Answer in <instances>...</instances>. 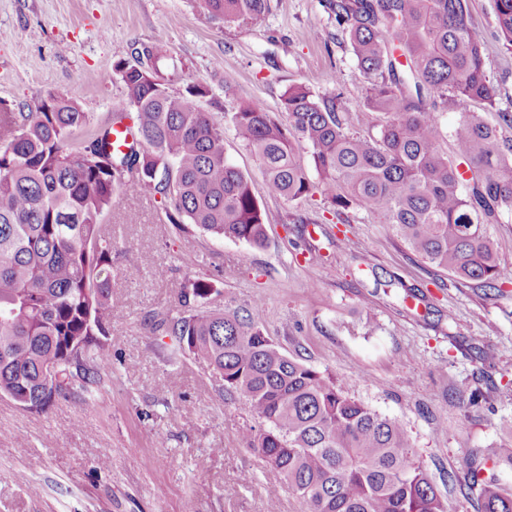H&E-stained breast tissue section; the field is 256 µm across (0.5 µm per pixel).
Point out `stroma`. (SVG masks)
<instances>
[{
    "label": "stroma",
    "instance_id": "stroma-1",
    "mask_svg": "<svg viewBox=\"0 0 512 512\" xmlns=\"http://www.w3.org/2000/svg\"><path fill=\"white\" fill-rule=\"evenodd\" d=\"M483 38L486 74L512 106V49L495 0H468ZM160 45L177 71L172 90L208 87L199 107L224 128L226 156L250 178L267 244L217 239L169 224L162 205L131 190L102 217L116 248L109 353L112 365L89 405L58 401L45 414L0 398V512H305L282 477L247 447L255 419L201 360L169 364L154 320L170 314L188 279H211V307L259 306L284 352L347 381L352 394L399 420L448 501L465 494L472 454L512 452V213L491 225L501 263L486 292L425 263L376 213L351 207L346 240L320 195L269 194L263 166L230 116L249 102L279 113L292 86L356 102L367 85L326 0H270L259 22L208 20L203 0H0V101L31 112L58 88L93 123L125 100L118 61ZM192 251L195 268L179 254ZM425 295L415 306L406 291ZM480 390L478 405L467 393Z\"/></svg>",
    "mask_w": 512,
    "mask_h": 512
}]
</instances>
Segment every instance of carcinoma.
I'll use <instances>...</instances> for the list:
<instances>
[{
	"label": "carcinoma",
	"mask_w": 512,
	"mask_h": 512,
	"mask_svg": "<svg viewBox=\"0 0 512 512\" xmlns=\"http://www.w3.org/2000/svg\"><path fill=\"white\" fill-rule=\"evenodd\" d=\"M270 0H205L226 24L257 21ZM501 38L512 48V0H495ZM368 79L363 106L385 121L374 135L348 131L341 95L320 100L288 89V123L252 105L232 113L237 138L262 161L270 192L295 200L318 192L338 222L357 205L378 213L423 261L490 290L500 277L488 225L512 211V138L477 106L512 127L487 79L482 39L468 0H328ZM117 62L126 101L91 126L71 96L55 92L36 112L0 102V397L32 413L59 400L86 404L110 355L101 337L112 318L117 277L101 216L113 196L136 188L170 203V224L218 239L266 244L247 176L224 154V128L190 82L160 79L175 62L148 45ZM440 99L461 114L452 153L438 144ZM135 111V142L113 152L112 126ZM306 152L317 175L300 162ZM211 281H187L174 313L153 331L172 338L168 360L204 361L224 395L246 399L259 426L249 449L277 471L307 512H448L398 420L352 396L347 384L286 355L264 331L259 308L211 309ZM468 487L480 512H512L498 462L474 456Z\"/></svg>",
	"instance_id": "cac0c4a2"
}]
</instances>
